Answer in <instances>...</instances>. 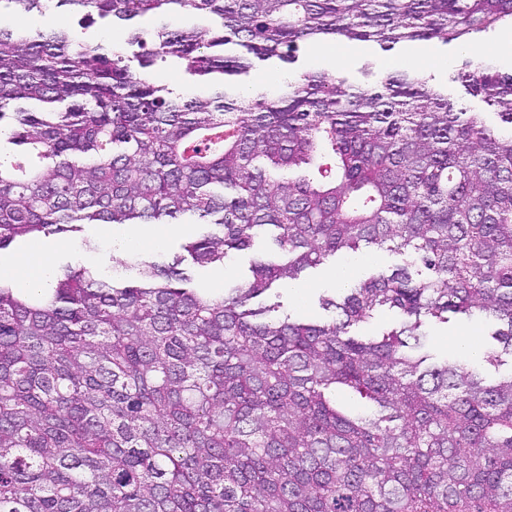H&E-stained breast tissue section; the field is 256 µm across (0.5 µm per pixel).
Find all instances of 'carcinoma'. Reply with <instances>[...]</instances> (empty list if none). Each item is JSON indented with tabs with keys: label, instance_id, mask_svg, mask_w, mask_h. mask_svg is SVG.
I'll return each instance as SVG.
<instances>
[{
	"label": "carcinoma",
	"instance_id": "obj_1",
	"mask_svg": "<svg viewBox=\"0 0 512 512\" xmlns=\"http://www.w3.org/2000/svg\"><path fill=\"white\" fill-rule=\"evenodd\" d=\"M134 31L138 67L64 30L0 26V251L87 224L207 225L119 278L72 263L43 294L0 276V512H512V73L471 39L512 0H0ZM201 12L219 26L173 29ZM467 49L448 98L409 66L372 88L325 72L275 100L235 77L300 43ZM217 83L187 99L144 70ZM269 253L221 296L195 267ZM407 257L336 286L326 317L253 307L339 254ZM397 327L352 328L380 309ZM496 325L470 363L428 364V322ZM366 401L365 414L337 398Z\"/></svg>",
	"mask_w": 512,
	"mask_h": 512
}]
</instances>
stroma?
Masks as SVG:
<instances>
[{"label": "stroma", "mask_w": 512, "mask_h": 512, "mask_svg": "<svg viewBox=\"0 0 512 512\" xmlns=\"http://www.w3.org/2000/svg\"><path fill=\"white\" fill-rule=\"evenodd\" d=\"M18 24L31 30L65 29L77 38L105 42L117 47L124 46L128 34L127 28L112 27L101 22L86 29L81 28L75 15L63 9L43 14L36 12L22 19L10 15L0 17V25L12 27ZM466 57L465 50L458 46L446 47L432 42L400 45L385 52L379 47L355 41H327L301 48L297 61L289 67V73L296 76L307 70H319L346 78L353 84L370 87L387 73L402 70L408 63L413 62L428 68L437 83L447 84L449 98L466 99L473 111H486L487 106L481 98L465 97L463 87L452 79ZM86 237L97 240V250L89 251L83 247L82 240ZM40 248L55 267L69 261L84 265L98 275L109 276L121 272L124 265L123 260L114 258L111 240L100 237L96 225L93 224L84 225L81 232L71 234L65 240L53 236L42 239ZM404 262L403 255L386 250L332 260L318 269L307 271L299 288L274 289L263 296L262 301L266 304L280 303L282 312L295 317L320 319L324 312L319 307L318 299L322 295L333 293L336 286L333 273L336 267L349 269L352 277L359 279L370 272H391ZM429 333L433 360L441 363L456 359L452 342L458 335L471 336L474 342L479 343L487 340L489 326L478 318L454 315L448 323L431 326Z\"/></svg>", "instance_id": "stroma-1"}]
</instances>
